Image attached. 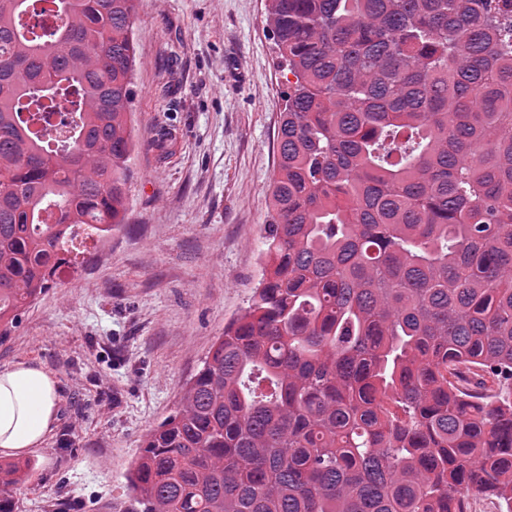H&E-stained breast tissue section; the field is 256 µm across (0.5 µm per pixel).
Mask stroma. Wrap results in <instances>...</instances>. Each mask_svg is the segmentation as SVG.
<instances>
[{"instance_id":"35a3bbf8","label":"stroma","mask_w":512,"mask_h":512,"mask_svg":"<svg viewBox=\"0 0 512 512\" xmlns=\"http://www.w3.org/2000/svg\"><path fill=\"white\" fill-rule=\"evenodd\" d=\"M126 222L85 246L0 344L62 388L0 512H129L127 476L261 274L288 84L266 0H140Z\"/></svg>"}]
</instances>
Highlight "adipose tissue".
<instances>
[{
	"mask_svg": "<svg viewBox=\"0 0 512 512\" xmlns=\"http://www.w3.org/2000/svg\"><path fill=\"white\" fill-rule=\"evenodd\" d=\"M61 401L54 375L30 363L0 368V453L20 454L53 433Z\"/></svg>",
	"mask_w": 512,
	"mask_h": 512,
	"instance_id": "1",
	"label": "adipose tissue"
}]
</instances>
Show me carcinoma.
<instances>
[{
	"label": "carcinoma",
	"instance_id": "carcinoma-1",
	"mask_svg": "<svg viewBox=\"0 0 512 512\" xmlns=\"http://www.w3.org/2000/svg\"><path fill=\"white\" fill-rule=\"evenodd\" d=\"M138 0H0V343L124 223ZM264 270L133 512H512V0H268ZM68 111V137L44 138ZM31 463H0V485Z\"/></svg>",
	"mask_w": 512,
	"mask_h": 512
}]
</instances>
